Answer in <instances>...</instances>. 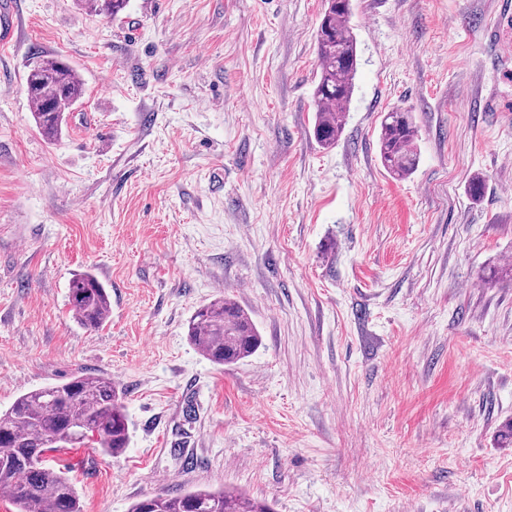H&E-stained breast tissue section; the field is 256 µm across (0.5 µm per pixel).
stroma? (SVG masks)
Masks as SVG:
<instances>
[{
  "label": "stroma",
  "mask_w": 512,
  "mask_h": 512,
  "mask_svg": "<svg viewBox=\"0 0 512 512\" xmlns=\"http://www.w3.org/2000/svg\"><path fill=\"white\" fill-rule=\"evenodd\" d=\"M0 48V411L111 377L130 443L72 479L83 512L235 488L274 512H512V81L482 68L495 0H354L358 72L336 145L313 136L324 0H14ZM85 95L37 132L33 54ZM420 159L382 166L384 115ZM485 182L480 199L468 184ZM110 293L77 324L74 274ZM228 296L261 335L208 361L186 336ZM95 15L106 18L117 17L127 7L129 0H78ZM417 130L411 113L396 109L381 122L378 148L381 163L392 175L403 178L414 172L418 162ZM69 301L74 319L90 330L106 322L111 308L107 289L91 271L75 274L70 283Z\"/></svg>",
  "instance_id": "1"
}]
</instances>
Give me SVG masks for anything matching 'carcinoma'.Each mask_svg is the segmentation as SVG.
<instances>
[{"instance_id":"1","label":"carcinoma","mask_w":512,"mask_h":512,"mask_svg":"<svg viewBox=\"0 0 512 512\" xmlns=\"http://www.w3.org/2000/svg\"><path fill=\"white\" fill-rule=\"evenodd\" d=\"M91 13L118 16L129 0H79ZM352 0H327L316 33L318 82L314 90V135L324 147L336 144L355 90L357 40L350 26ZM28 98L35 105L37 130L55 141L66 112L81 101L83 83L70 65L54 58H32L26 75ZM417 130L411 113L396 109L381 122L378 148L381 163L403 178L418 162ZM69 301L74 319L96 330L107 320L111 303L105 286L90 271L75 274ZM187 336L201 354L218 366L252 355L259 332L247 311L230 298L200 306L187 323ZM80 431L79 443L93 435L105 455H121L130 442L123 392L107 376H73L69 380L20 395L0 413V498L16 512H82L78 492L61 470L30 456L43 457L53 439L68 430ZM129 512H272L264 501L232 491L193 490L170 496L157 493L135 502Z\"/></svg>"}]
</instances>
